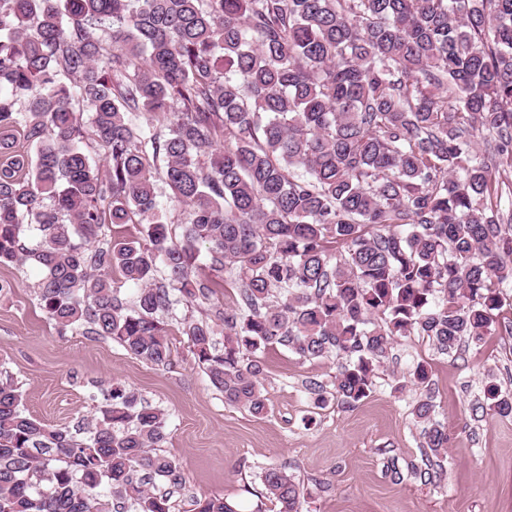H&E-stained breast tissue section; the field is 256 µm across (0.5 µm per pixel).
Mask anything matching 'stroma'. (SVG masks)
I'll list each match as a JSON object with an SVG mask.
<instances>
[{
	"instance_id": "1",
	"label": "stroma",
	"mask_w": 512,
	"mask_h": 512,
	"mask_svg": "<svg viewBox=\"0 0 512 512\" xmlns=\"http://www.w3.org/2000/svg\"><path fill=\"white\" fill-rule=\"evenodd\" d=\"M34 265L0 266L11 290L0 297V378L20 386L27 413L76 428L97 414L103 393L123 385L167 416L163 454L173 457L184 484L171 512H192L204 494L224 496L239 512H277L263 495L261 473L287 466L305 489L302 512H512V416L473 418L488 377L512 392V333L504 326L459 356L438 354L428 337L396 340L372 393L353 408L328 399L316 405L310 383L330 387L337 359L299 363L282 346L266 349L264 393L268 412L257 418L225 403L185 337L174 340L170 364L156 366L109 338L83 330L59 331L43 311ZM233 268L207 297L180 306L178 317L204 318L234 297ZM426 363L437 418L448 428L441 482L386 476L387 457L420 455V428L411 410L420 389L403 378Z\"/></svg>"
}]
</instances>
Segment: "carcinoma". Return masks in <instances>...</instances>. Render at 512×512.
Here are the masks:
<instances>
[{
  "mask_svg": "<svg viewBox=\"0 0 512 512\" xmlns=\"http://www.w3.org/2000/svg\"><path fill=\"white\" fill-rule=\"evenodd\" d=\"M149 112L155 121L142 120ZM512 0H0V266L42 271L60 330L171 361L162 315L235 267L238 298L183 318L224 401L267 411L261 353L343 358L334 397L373 391L398 337L441 354L499 324L512 283ZM184 209L180 232L156 184ZM110 224L140 235L102 241ZM137 286L133 301L118 283ZM224 335L223 347L214 336ZM473 412L512 414L490 382ZM420 459L399 482L443 475L448 428L431 393L412 408ZM166 415L114 387L83 431L24 411L0 379V512H170L156 452ZM300 512L286 467L261 475ZM195 512H238L220 495Z\"/></svg>",
  "mask_w": 512,
  "mask_h": 512,
  "instance_id": "cac0c4a2",
  "label": "carcinoma"
}]
</instances>
